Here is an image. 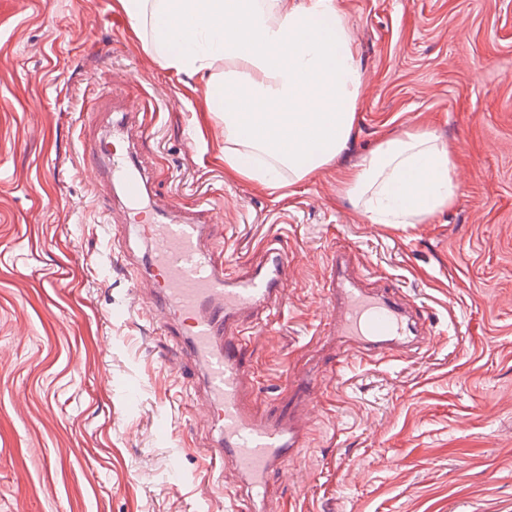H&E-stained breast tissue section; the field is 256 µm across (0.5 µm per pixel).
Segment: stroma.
Returning <instances> with one entry per match:
<instances>
[{
  "mask_svg": "<svg viewBox=\"0 0 512 512\" xmlns=\"http://www.w3.org/2000/svg\"><path fill=\"white\" fill-rule=\"evenodd\" d=\"M363 87L346 150L279 191L224 174L198 75L142 49L116 0H0V512H230L211 485L201 397L131 307L84 131L103 85L141 102L152 196L223 205L224 261L287 245L284 309L252 348L258 391L308 356L337 247L415 299L435 343L353 367L321 397L292 478L298 512H512V0H336ZM82 26L83 38L68 37ZM434 133L453 204L372 224L338 191L385 138ZM194 151H187L186 141Z\"/></svg>",
  "mask_w": 512,
  "mask_h": 512,
  "instance_id": "1",
  "label": "stroma"
}]
</instances>
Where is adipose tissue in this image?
<instances>
[{"label": "adipose tissue", "mask_w": 512, "mask_h": 512, "mask_svg": "<svg viewBox=\"0 0 512 512\" xmlns=\"http://www.w3.org/2000/svg\"><path fill=\"white\" fill-rule=\"evenodd\" d=\"M164 68L207 74L224 122V171L276 191L336 160L362 89L358 49L336 0H118ZM456 163L433 134L381 141L341 189L373 224H417L458 194Z\"/></svg>", "instance_id": "ef3b65f1"}]
</instances>
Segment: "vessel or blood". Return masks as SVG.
I'll use <instances>...</instances> for the list:
<instances>
[{"instance_id": "b4317fda", "label": "vessel or blood", "mask_w": 512, "mask_h": 512, "mask_svg": "<svg viewBox=\"0 0 512 512\" xmlns=\"http://www.w3.org/2000/svg\"><path fill=\"white\" fill-rule=\"evenodd\" d=\"M121 134L95 139L85 159L101 185L119 191L117 221L150 245L146 262L127 261L124 273L146 285L150 298L140 316L163 326L172 343L170 366L197 370L204 415L216 435L208 450L215 479L232 473L224 487L236 512H267L265 495L277 476L292 475L310 433L326 381L342 377L359 361H405L429 347L432 331L419 305L391 285L372 287L354 267L348 249L332 252L322 286L319 327L323 342L310 369L289 376L285 397L271 398L256 412L255 375L248 352L257 335L287 301L292 257L272 248L263 264L240 271L225 268L224 249L214 236L217 208L197 204L161 207L150 200V178L134 148L142 129L119 101Z\"/></svg>"}]
</instances>
